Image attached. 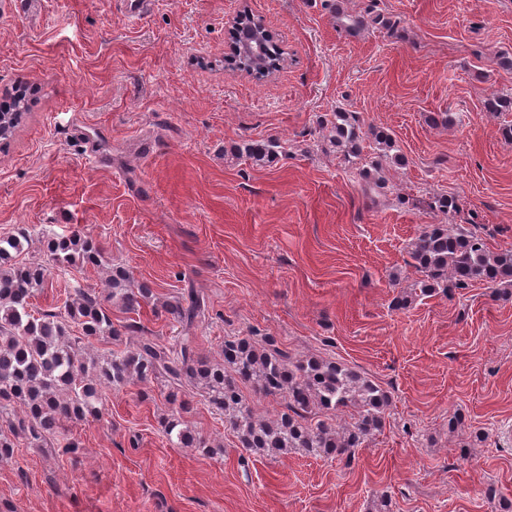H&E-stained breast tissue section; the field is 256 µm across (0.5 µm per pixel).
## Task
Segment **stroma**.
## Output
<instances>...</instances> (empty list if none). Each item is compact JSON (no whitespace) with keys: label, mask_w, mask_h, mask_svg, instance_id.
I'll return each instance as SVG.
<instances>
[{"label":"stroma","mask_w":512,"mask_h":512,"mask_svg":"<svg viewBox=\"0 0 512 512\" xmlns=\"http://www.w3.org/2000/svg\"><path fill=\"white\" fill-rule=\"evenodd\" d=\"M391 28L346 29L328 0H0V97L29 92L0 143V235L73 229L171 300L193 288L207 310L200 352L267 336L293 357L353 366L391 397L386 426L354 458L240 448L202 398L197 430L223 447L177 448L158 423L161 382L106 389L102 420L66 424L80 444L16 448L0 463V512H501L512 502V287L394 297L419 281L408 243L429 224L480 225L512 249V0H344ZM249 12L287 54L256 80L227 61V28ZM356 113L405 158L363 193L373 148L345 162L321 115ZM450 113V126L429 115ZM277 139L263 167L236 145ZM458 198L444 215L427 200ZM173 343L146 306L112 321ZM154 396L139 398L141 389Z\"/></svg>","instance_id":"stroma-1"}]
</instances>
